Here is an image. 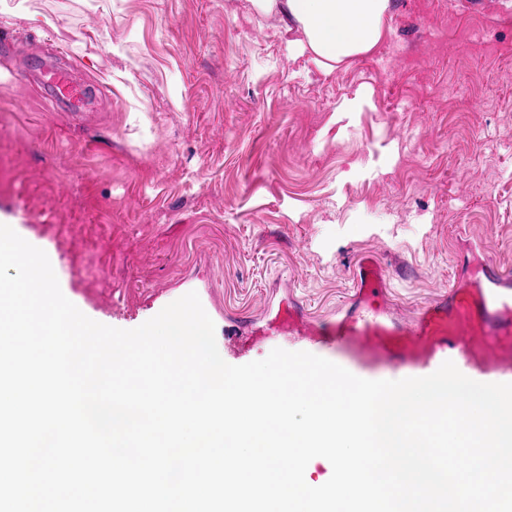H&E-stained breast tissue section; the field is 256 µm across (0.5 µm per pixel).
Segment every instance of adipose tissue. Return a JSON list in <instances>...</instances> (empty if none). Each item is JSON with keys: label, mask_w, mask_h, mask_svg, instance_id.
I'll list each match as a JSON object with an SVG mask.
<instances>
[{"label": "adipose tissue", "mask_w": 512, "mask_h": 512, "mask_svg": "<svg viewBox=\"0 0 512 512\" xmlns=\"http://www.w3.org/2000/svg\"><path fill=\"white\" fill-rule=\"evenodd\" d=\"M256 15L274 21L289 52L308 54L323 74L371 53L390 29L394 0H249Z\"/></svg>", "instance_id": "ef3b65f1"}]
</instances>
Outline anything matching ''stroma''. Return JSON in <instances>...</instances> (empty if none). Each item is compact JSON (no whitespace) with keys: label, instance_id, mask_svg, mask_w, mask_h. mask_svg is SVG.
<instances>
[{"label":"stroma","instance_id":"1","mask_svg":"<svg viewBox=\"0 0 512 512\" xmlns=\"http://www.w3.org/2000/svg\"><path fill=\"white\" fill-rule=\"evenodd\" d=\"M0 224L89 318L139 327L196 292L215 324L335 318L369 253L390 311L512 269V0H396L333 75L249 0H0ZM69 71L59 112L35 58ZM362 103L345 112L350 100Z\"/></svg>","mask_w":512,"mask_h":512}]
</instances>
